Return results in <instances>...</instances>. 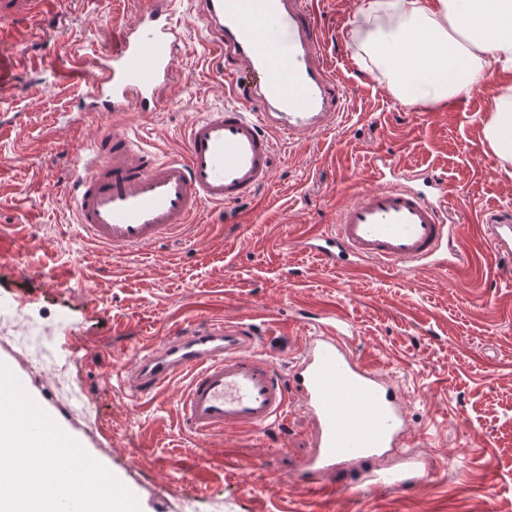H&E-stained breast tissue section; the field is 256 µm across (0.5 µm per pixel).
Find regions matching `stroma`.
<instances>
[{
  "mask_svg": "<svg viewBox=\"0 0 512 512\" xmlns=\"http://www.w3.org/2000/svg\"><path fill=\"white\" fill-rule=\"evenodd\" d=\"M358 2L316 0L323 58L348 91L343 115L318 135L275 137L268 186L227 209H203L180 235L130 257L107 254L74 226L64 191L103 120L78 112L85 87L63 72L116 43L137 0H71L65 14L0 37V57L17 61L0 81V313L22 310L33 341L70 359L98 428L53 396L49 371L30 374L32 397L137 496L141 512H181L187 499L197 512H512V280L496 274L512 260L490 254L476 224L483 207L512 219V176L483 135L496 89L403 107L388 71L349 35ZM171 3L185 27L176 83L156 111L118 117L163 156L181 152L197 114L233 99L195 0ZM383 160L442 174L471 205L449 212L469 273L331 271L296 247L372 187ZM303 307L346 317L353 351L400 386L406 444L433 462L417 484L355 495L353 475L340 473L335 495L314 498L294 477L311 451L299 404L271 433L229 427L202 442L178 423L187 377L140 401L121 381V368L184 319L253 320L261 350L288 365L308 333L290 319Z\"/></svg>",
  "mask_w": 512,
  "mask_h": 512,
  "instance_id": "obj_1",
  "label": "stroma"
}]
</instances>
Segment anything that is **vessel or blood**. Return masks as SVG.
Masks as SVG:
<instances>
[{
	"mask_svg": "<svg viewBox=\"0 0 512 512\" xmlns=\"http://www.w3.org/2000/svg\"><path fill=\"white\" fill-rule=\"evenodd\" d=\"M198 2L238 99L193 118L176 155L160 156L118 123L92 141L66 197L81 235L116 256L181 231L203 208L251 198L272 178V132L292 139L319 134L344 110L348 92L324 63L313 0ZM68 5L0 0V11L23 18L59 13ZM180 41L168 0H142L119 42L72 64L66 76L85 82V111L104 117L152 112L161 90L174 82ZM413 180L382 161L374 186L338 208L335 223L304 237L303 248L331 270L351 258L396 269H468L457 227L448 221L444 178L427 172L421 185ZM478 223L492 254L512 255V222L483 210ZM310 323L302 351L283 369L259 351L253 323L188 319L125 367L122 379L134 396L145 398L188 375L179 419L201 441L230 426L262 434L282 427L290 403L298 402L312 425L313 451L298 468L309 494L335 492L325 475L352 466L367 488L402 486L399 475L375 469L388 454L410 457L400 387L350 348L355 330L347 318L329 313Z\"/></svg>",
	"mask_w": 512,
	"mask_h": 512,
	"instance_id": "b4317fda",
	"label": "vessel or blood"
}]
</instances>
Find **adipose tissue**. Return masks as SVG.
Returning <instances> with one entry per match:
<instances>
[{
  "label": "adipose tissue",
  "instance_id": "1",
  "mask_svg": "<svg viewBox=\"0 0 512 512\" xmlns=\"http://www.w3.org/2000/svg\"><path fill=\"white\" fill-rule=\"evenodd\" d=\"M379 21L386 30L371 35ZM351 37L392 73L404 106H444L512 70V0H361ZM483 132L500 164L511 165V94L494 97Z\"/></svg>",
  "mask_w": 512,
  "mask_h": 512
}]
</instances>
